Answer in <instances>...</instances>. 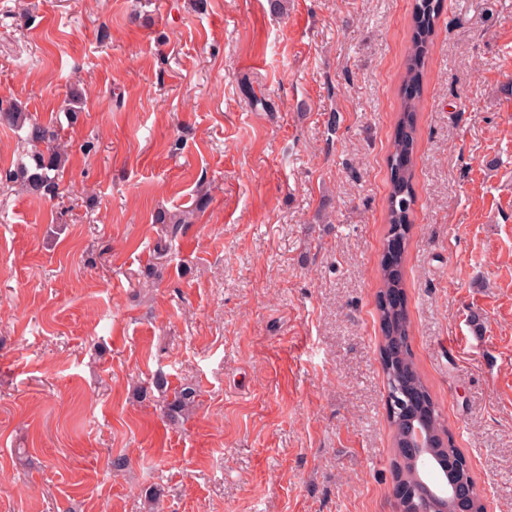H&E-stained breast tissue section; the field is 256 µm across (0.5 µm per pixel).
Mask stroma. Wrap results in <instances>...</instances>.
I'll return each mask as SVG.
<instances>
[{
  "mask_svg": "<svg viewBox=\"0 0 512 512\" xmlns=\"http://www.w3.org/2000/svg\"><path fill=\"white\" fill-rule=\"evenodd\" d=\"M411 15L0 0V99L69 154L53 200L0 181V512H399L376 270ZM421 98L409 348L512 512V0H441ZM158 373L197 391L179 424Z\"/></svg>",
  "mask_w": 512,
  "mask_h": 512,
  "instance_id": "stroma-1",
  "label": "stroma"
}]
</instances>
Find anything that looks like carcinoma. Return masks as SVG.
<instances>
[{
    "mask_svg": "<svg viewBox=\"0 0 512 512\" xmlns=\"http://www.w3.org/2000/svg\"><path fill=\"white\" fill-rule=\"evenodd\" d=\"M439 8L438 0H415L412 9L413 32L411 46L404 62L403 83L414 88V93L405 95L400 103L396 118V135L391 142L389 166L391 171L386 222L388 233H398L407 238L412 230V190L414 170V148L416 143V117L420 109V88L426 71L430 45L434 33L435 17ZM5 123L26 133V140L32 145L28 161L20 163L15 170L5 172V180L20 184L23 191L40 198H52L58 194V178L67 162V156L58 145L59 131L52 123L37 121L31 113L16 103H0V124ZM156 222L167 226L170 239L156 243L157 258L167 257L169 240L182 233L190 218L184 212L158 213ZM403 254L383 255L378 269L381 282L380 293L403 292L401 266ZM378 315L383 335L407 336L411 322L405 306L386 308L378 304ZM414 367L410 350L406 349L382 360V368L390 393L401 394L405 386L425 393V402L413 410L400 408L390 418L394 427V442H400L404 422L413 414L430 417L434 433L444 431L441 412L432 400L421 376H409L407 368ZM196 391L186 386L176 389L164 407V415L173 424L195 406Z\"/></svg>",
    "mask_w": 512,
    "mask_h": 512,
    "instance_id": "1",
    "label": "carcinoma"
}]
</instances>
